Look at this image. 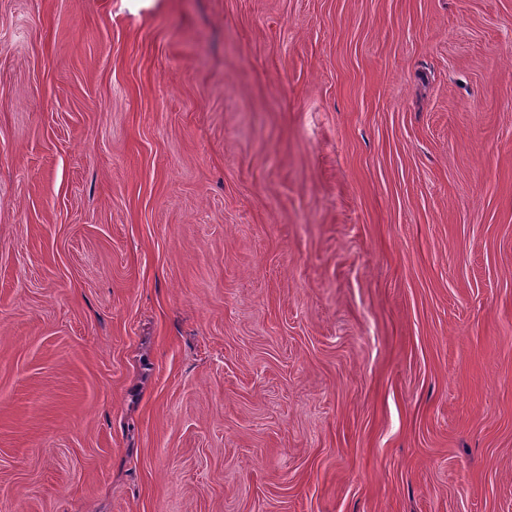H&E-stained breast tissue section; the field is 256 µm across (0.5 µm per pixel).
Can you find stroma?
<instances>
[{"label":"stroma","mask_w":512,"mask_h":512,"mask_svg":"<svg viewBox=\"0 0 512 512\" xmlns=\"http://www.w3.org/2000/svg\"><path fill=\"white\" fill-rule=\"evenodd\" d=\"M0 512H512V0H0Z\"/></svg>","instance_id":"stroma-1"}]
</instances>
